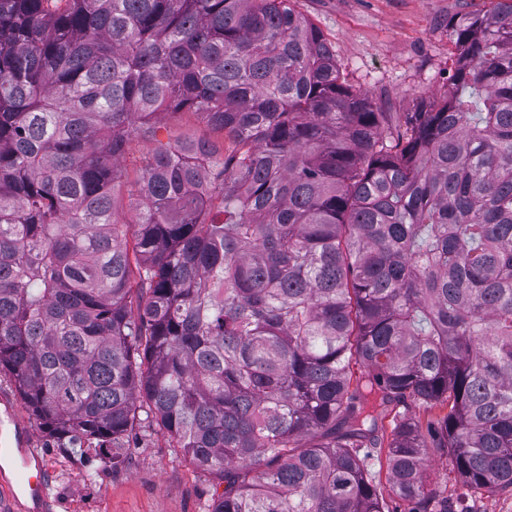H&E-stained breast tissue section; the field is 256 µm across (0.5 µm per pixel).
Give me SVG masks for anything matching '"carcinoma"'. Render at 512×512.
<instances>
[{
  "label": "carcinoma",
  "mask_w": 512,
  "mask_h": 512,
  "mask_svg": "<svg viewBox=\"0 0 512 512\" xmlns=\"http://www.w3.org/2000/svg\"><path fill=\"white\" fill-rule=\"evenodd\" d=\"M448 35L394 125L293 0H0V373L50 437L155 432L207 512H391L369 448L411 512L432 450L512 488V0ZM167 111L223 143L154 140L123 222ZM124 167L127 168L128 178L123 177L119 186V193L122 198V203L118 209L119 218L124 221H131L134 216V210L130 205V200L135 198L134 187L132 181L135 177L133 170L136 168L134 157L130 156L126 162L123 163Z\"/></svg>",
  "instance_id": "obj_1"
}]
</instances>
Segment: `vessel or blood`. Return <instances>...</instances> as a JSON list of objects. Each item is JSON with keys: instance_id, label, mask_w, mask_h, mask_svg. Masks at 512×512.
I'll return each mask as SVG.
<instances>
[{"instance_id": "obj_1", "label": "vessel or blood", "mask_w": 512, "mask_h": 512, "mask_svg": "<svg viewBox=\"0 0 512 512\" xmlns=\"http://www.w3.org/2000/svg\"><path fill=\"white\" fill-rule=\"evenodd\" d=\"M28 431L19 424L12 403L0 408V461L8 460L17 471V489L10 492L11 512H52L43 460L27 446Z\"/></svg>"}]
</instances>
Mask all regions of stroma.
Listing matches in <instances>:
<instances>
[{"mask_svg": "<svg viewBox=\"0 0 512 512\" xmlns=\"http://www.w3.org/2000/svg\"><path fill=\"white\" fill-rule=\"evenodd\" d=\"M293 6L321 29L346 81L399 122L418 98L437 99L448 90L449 19L485 11L489 0H293ZM155 131L163 142L213 135L192 113L163 116ZM1 394L13 399L31 431L29 446L42 457L58 502L54 512H205L211 479L169 448L163 436L138 435L116 465L101 448L57 447L2 373ZM89 470L94 480H87ZM424 481L445 491L451 512H512L511 490H472L447 458L429 463Z\"/></svg>", "mask_w": 512, "mask_h": 512, "instance_id": "1", "label": "stroma"}]
</instances>
